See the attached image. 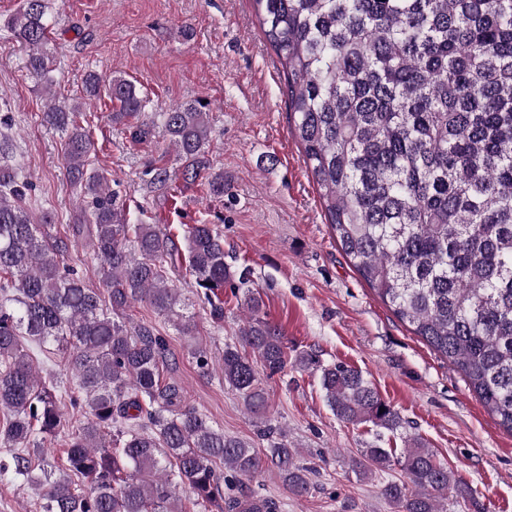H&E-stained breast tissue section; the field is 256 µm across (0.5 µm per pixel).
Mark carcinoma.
I'll use <instances>...</instances> for the list:
<instances>
[{
    "label": "carcinoma",
    "instance_id": "carcinoma-1",
    "mask_svg": "<svg viewBox=\"0 0 512 512\" xmlns=\"http://www.w3.org/2000/svg\"><path fill=\"white\" fill-rule=\"evenodd\" d=\"M264 34L287 72L293 134L341 249L377 296L448 359L500 426L512 432V0H254ZM50 0H22L7 21L25 50V68L49 85ZM86 100L106 97L111 119L134 140L152 134L136 122L143 98L123 77L89 72ZM80 106L50 103L41 122L64 135L70 183L87 199L71 225L89 241L103 290L89 288L76 266L60 262L68 239L50 234L53 217L24 206L32 185L0 165V476L29 484L39 512H175L186 486L200 512H277L266 497L224 496V470L241 481L277 472L295 497L316 489L312 469L268 421L256 430L266 446L224 435L166 381L167 340L128 310L148 303L182 336L197 330L182 289L168 281L179 255L174 236L155 224L123 223V206L107 179L90 170L93 142L78 123ZM183 176L203 179L224 196V172L205 158L207 113L189 104L160 113ZM196 294L209 320L224 325L217 291L234 274L224 237L212 224L184 230ZM249 318L224 345L219 369L246 410L269 409L260 373L288 364V341L247 299ZM56 348L74 389L40 382L33 350ZM203 370L207 349L192 346ZM294 365L320 372L336 417L391 433L403 420L362 372L300 352ZM86 421L70 435L65 466L45 444L69 419ZM360 475L397 464L407 480L381 495L395 512H484L473 490L435 454L412 440L401 455L376 440L353 460Z\"/></svg>",
    "mask_w": 512,
    "mask_h": 512
}]
</instances>
